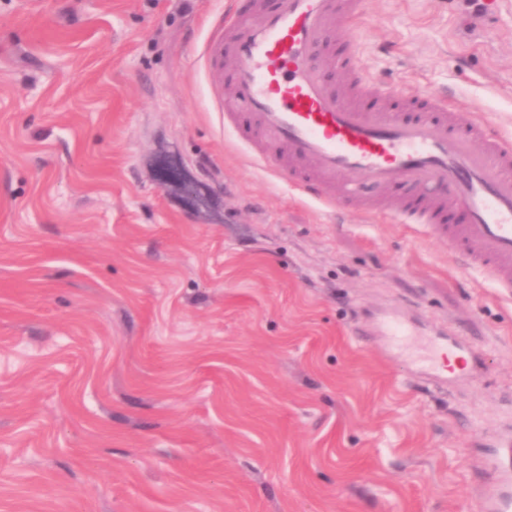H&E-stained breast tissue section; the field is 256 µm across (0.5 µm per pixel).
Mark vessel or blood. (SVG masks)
I'll list each match as a JSON object with an SVG mask.
<instances>
[{
  "mask_svg": "<svg viewBox=\"0 0 512 512\" xmlns=\"http://www.w3.org/2000/svg\"><path fill=\"white\" fill-rule=\"evenodd\" d=\"M363 0H278L259 19L229 13L203 49L211 97L225 118H253L273 153L265 167L285 169L297 186L321 193L338 188L337 200H359L364 191L404 180L442 183L447 197L424 193L407 200L398 216L447 240L467 264L496 287L512 290V146L480 124L462 122L446 99L409 102L396 112L365 111L356 100L375 91L354 57L334 67L353 82L354 99L338 98L315 56L342 20L358 18ZM463 361L459 339L435 345L423 368L445 386L469 367L441 371L445 357ZM494 485L479 496L480 512H512V432L503 434L490 461Z\"/></svg>",
  "mask_w": 512,
  "mask_h": 512,
  "instance_id": "b4317fda",
  "label": "vessel or blood"
}]
</instances>
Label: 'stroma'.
I'll return each mask as SVG.
<instances>
[{"label":"stroma","mask_w":512,"mask_h":512,"mask_svg":"<svg viewBox=\"0 0 512 512\" xmlns=\"http://www.w3.org/2000/svg\"><path fill=\"white\" fill-rule=\"evenodd\" d=\"M275 0H0V512H478L512 425V293L329 208L224 126L203 45ZM331 44L512 143V0H363ZM207 201L168 189L176 173ZM456 333L443 389L384 353Z\"/></svg>","instance_id":"1"}]
</instances>
